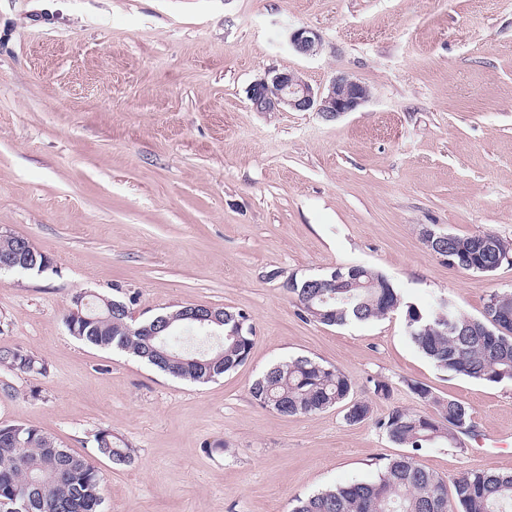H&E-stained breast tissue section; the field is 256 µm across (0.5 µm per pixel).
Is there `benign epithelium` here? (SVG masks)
<instances>
[{"label": "benign epithelium", "mask_w": 512, "mask_h": 512, "mask_svg": "<svg viewBox=\"0 0 512 512\" xmlns=\"http://www.w3.org/2000/svg\"><path fill=\"white\" fill-rule=\"evenodd\" d=\"M289 41L298 53L305 56L317 54L322 43L318 32L305 27L292 31ZM368 98V88L344 73L335 76L325 90L314 88L294 72L277 73L254 84L250 93L252 106L258 112H305L313 109L328 119L356 111ZM424 242L433 255L448 257V262L455 268L462 265L483 271L490 269L489 264L478 253L455 254L454 250L448 248V236L445 234L431 231L426 234ZM16 266L29 271L37 267V257L27 239L21 242L17 254L0 259V269H12ZM189 320L197 323L199 327L219 323V317L209 307L193 310Z\"/></svg>", "instance_id": "7a95c632"}]
</instances>
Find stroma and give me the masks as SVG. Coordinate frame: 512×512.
<instances>
[{"label":"stroma","instance_id":"stroma-1","mask_svg":"<svg viewBox=\"0 0 512 512\" xmlns=\"http://www.w3.org/2000/svg\"><path fill=\"white\" fill-rule=\"evenodd\" d=\"M307 27L317 55L288 43ZM295 72L367 85L358 111L258 112L251 86ZM432 228L512 240V0H0V231L57 270L0 274V424L72 452L112 430L130 465L99 461L106 512H290L296 497L374 478L403 450L375 425L428 412L411 384L465 402L472 429L415 452L445 481L512 470V382L441 372L411 342L407 305L448 297L479 316L512 264L449 267ZM362 265L403 308L367 323L306 319L289 280ZM134 297L136 320L179 305L246 313L247 362L207 384L70 335L81 292ZM307 356L372 405L284 417L250 387ZM390 388L374 393L375 382ZM0 366L23 374H41L46 371L45 365L39 362L32 353L19 348H1Z\"/></svg>","mask_w":512,"mask_h":512}]
</instances>
